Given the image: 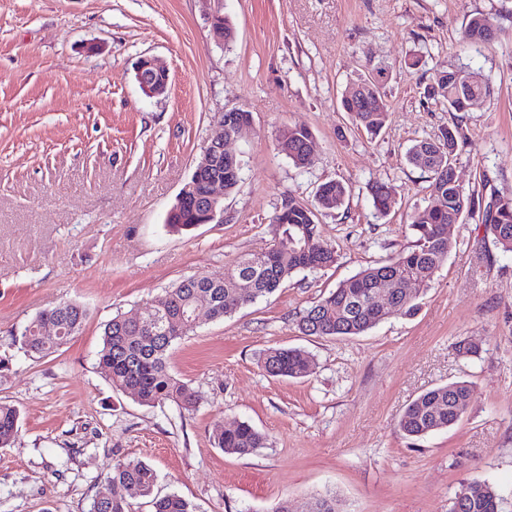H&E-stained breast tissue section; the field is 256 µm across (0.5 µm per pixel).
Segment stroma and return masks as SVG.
Here are the masks:
<instances>
[{
  "instance_id": "obj_1",
  "label": "stroma",
  "mask_w": 512,
  "mask_h": 512,
  "mask_svg": "<svg viewBox=\"0 0 512 512\" xmlns=\"http://www.w3.org/2000/svg\"><path fill=\"white\" fill-rule=\"evenodd\" d=\"M217 13L230 43L213 35ZM475 14L495 23L478 47L462 42ZM143 56L166 65L165 94L140 90ZM382 64L389 118L373 137L340 100ZM448 70L479 75L492 96L449 111L427 94ZM231 109L250 124L231 145L243 169L223 222L167 231L214 119ZM451 124L463 130L462 184L512 195V0H0V401L21 415L0 447V512H90L129 460L156 471L153 496L178 494L193 512H271L284 498L306 512L328 490L346 512H448L475 479L506 492L512 512V256L479 217L449 225L452 250L415 317L348 339L297 328L343 280L412 243L409 217L433 198L407 151ZM288 125L311 131L312 166L277 150ZM331 179L349 192L318 208ZM378 182L396 192L385 216L373 205ZM288 197L315 208L335 265L293 273L224 319L200 318L169 356L199 396L194 410L113 390L97 356L106 322L269 247ZM67 300L87 309L81 332L27 355L23 327ZM463 339L477 358L458 356ZM275 346L308 351L310 373L268 375L259 356ZM459 380L472 386L461 421L419 440L399 431L412 400ZM242 421L265 447L245 457L216 448V428Z\"/></svg>"
}]
</instances>
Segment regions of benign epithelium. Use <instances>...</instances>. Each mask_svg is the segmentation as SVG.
<instances>
[{"mask_svg": "<svg viewBox=\"0 0 512 512\" xmlns=\"http://www.w3.org/2000/svg\"><path fill=\"white\" fill-rule=\"evenodd\" d=\"M167 69L156 59L142 57L136 63V79L143 94L154 97L166 92L168 87ZM248 122L238 124L236 133L224 138V114H219L214 121V130L202 155L196 161L193 171L184 184L176 201L180 204L188 201V194L200 181L206 184V201L202 223L212 224L224 216V173L220 171L221 157L232 154L228 145L236 140Z\"/></svg>", "mask_w": 512, "mask_h": 512, "instance_id": "7a95c632", "label": "benign epithelium"}]
</instances>
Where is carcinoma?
<instances>
[{"label":"carcinoma","mask_w":512,"mask_h":512,"mask_svg":"<svg viewBox=\"0 0 512 512\" xmlns=\"http://www.w3.org/2000/svg\"><path fill=\"white\" fill-rule=\"evenodd\" d=\"M492 18L472 16L465 28L464 39L470 45H482L491 40ZM431 93L448 102L450 112H469L491 95V87L474 81L467 87H457L453 72L436 74ZM344 111L350 113L356 125L367 132H379L388 120V106L379 84L371 78L355 84L342 98ZM462 137L457 125L444 128L434 139L416 142L409 150V161L429 174V188L435 203L411 216L415 241L386 260L370 265L307 309L298 321L299 331L315 338H352L362 336L391 316L413 317L419 311L417 298L429 287L435 272L448 258L452 244L448 240V225L457 224L468 215H481V223L504 254H512V198L497 196L484 200L475 190L465 188L455 179L453 153ZM311 132L304 126L288 125L280 130L277 147L296 166L306 168L313 163L308 152ZM347 187L339 181L319 186L317 204L328 208L331 201H343ZM376 211L387 215L395 204L392 189L384 183L372 187ZM199 207L188 205L168 213L166 226L172 232L188 231L197 224ZM316 214L309 206L288 199L272 218L274 244L260 253H245L209 278H185L165 293L166 311L163 317L183 327L168 335L148 328L146 321L158 312L153 307L143 311V321L136 322L118 314L104 325L99 365L109 375L112 388L130 390L144 405L173 402L184 410L195 407L198 395L169 370L168 352L183 337L194 332L192 313L201 308L213 320L255 303L276 292L288 277L301 271H315L336 263V250L324 242L318 232ZM249 287H241L242 278ZM412 281L418 288L411 294L404 283ZM392 296L395 308L381 309L376 301L379 292ZM87 317L84 305L64 302L43 311L31 319L18 338L21 348L30 354L45 355L67 343L82 329ZM49 319L61 325V333L46 336L42 325ZM261 367L271 376L298 378L310 372L308 351L297 347H272L259 357ZM471 386L455 381L430 389L415 398L404 410L398 422L399 430L408 438L420 439L457 424L470 407ZM19 410L0 403V447L14 441L19 429ZM216 447L224 453L247 456L265 447L266 437L247 422L230 429L221 428L213 436ZM157 475L141 461L116 464L106 476L95 496L91 512H128L124 498L117 489L134 486L142 494L152 493ZM483 492L466 500H451L449 512H502L504 497L486 480H474ZM154 512H192L190 504L173 493L153 499ZM311 512H343L336 495L330 492L317 496Z\"/></svg>","instance_id":"1"}]
</instances>
